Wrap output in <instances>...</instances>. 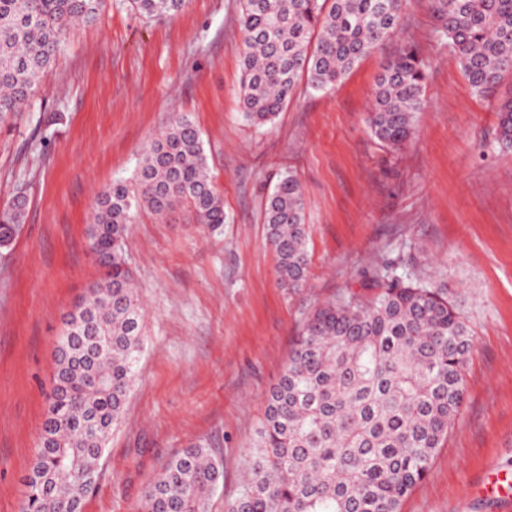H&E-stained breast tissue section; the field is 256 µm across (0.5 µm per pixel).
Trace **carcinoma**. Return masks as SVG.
I'll list each match as a JSON object with an SVG mask.
<instances>
[{"instance_id":"carcinoma-1","label":"carcinoma","mask_w":512,"mask_h":512,"mask_svg":"<svg viewBox=\"0 0 512 512\" xmlns=\"http://www.w3.org/2000/svg\"><path fill=\"white\" fill-rule=\"evenodd\" d=\"M147 18L172 15L185 0H130ZM403 0H240L245 52L239 105L256 127L274 122L303 92L333 88L401 22ZM104 0H0V112H20L47 81L71 27L93 21ZM439 39L479 96L512 77V0H430ZM427 65L412 44L379 74L366 122L382 145L398 149L415 134L426 106ZM496 143L512 150V98L497 105ZM187 206L200 223H224V201L208 174L202 134L177 117L144 150L132 181L101 191L88 226L102 269L86 295L97 304L87 322L72 318L62 338L71 357L55 361L50 410L73 426L51 432L31 469L57 495L31 486L20 512H69L90 493L84 475L98 469L99 430L117 426L144 349L143 314L125 258L129 224L144 208L167 216ZM20 195L0 212V246L23 223ZM266 244L280 285L307 286L310 255L304 199L285 171L266 198ZM376 292L355 293L310 309L278 382L266 395L265 420L249 469L225 512H400L461 413L464 365L473 334L447 288L423 275L398 278L389 265L372 276ZM224 467L211 449L184 448L145 490L139 512H210Z\"/></svg>"}]
</instances>
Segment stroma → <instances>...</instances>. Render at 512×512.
I'll return each mask as SVG.
<instances>
[{
  "label": "stroma",
  "instance_id": "1",
  "mask_svg": "<svg viewBox=\"0 0 512 512\" xmlns=\"http://www.w3.org/2000/svg\"><path fill=\"white\" fill-rule=\"evenodd\" d=\"M239 17L240 0H186L157 18L105 0L69 31L25 112L0 113V209L28 198L0 248V512H19L24 497L63 315L102 274L87 236L96 196L131 179L179 115L202 132L225 222L209 230L185 207L163 223L139 212L129 226L145 345L84 512H138L162 464L196 444L224 463L210 507L224 512L309 308L369 293L385 260L398 276L435 272L475 338L463 411L401 512H512L478 492L491 467L512 468V151L494 141L512 78L494 98L476 95L436 36L429 0H404L397 38L256 128L239 107ZM409 42L428 64L427 106L393 151L365 119L376 76ZM287 169L302 186L311 259L297 293L278 284L263 224Z\"/></svg>",
  "mask_w": 512,
  "mask_h": 512
}]
</instances>
